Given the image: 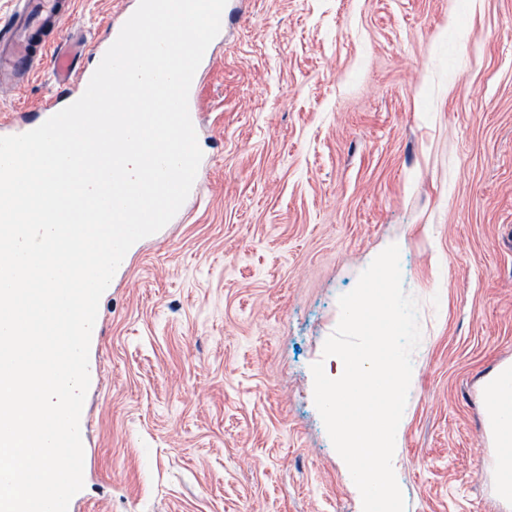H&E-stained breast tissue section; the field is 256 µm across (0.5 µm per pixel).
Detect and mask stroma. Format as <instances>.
Returning a JSON list of instances; mask_svg holds the SVG:
<instances>
[{
  "label": "stroma",
  "instance_id": "obj_1",
  "mask_svg": "<svg viewBox=\"0 0 512 512\" xmlns=\"http://www.w3.org/2000/svg\"><path fill=\"white\" fill-rule=\"evenodd\" d=\"M134 0L47 37L88 72ZM198 67L200 199L134 246L89 348L77 512H362L315 406L340 295L400 240L422 339L406 512H512L482 389L512 365V0H227ZM59 89L0 73V112Z\"/></svg>",
  "mask_w": 512,
  "mask_h": 512
}]
</instances>
